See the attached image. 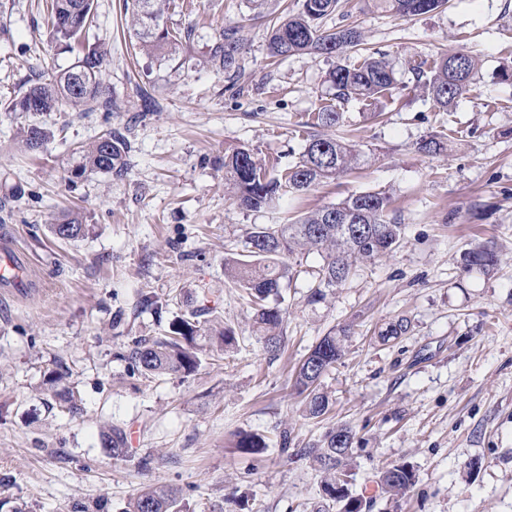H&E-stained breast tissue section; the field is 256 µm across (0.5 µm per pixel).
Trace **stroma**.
<instances>
[{
	"instance_id": "obj_1",
	"label": "stroma",
	"mask_w": 512,
	"mask_h": 512,
	"mask_svg": "<svg viewBox=\"0 0 512 512\" xmlns=\"http://www.w3.org/2000/svg\"><path fill=\"white\" fill-rule=\"evenodd\" d=\"M176 2L165 19L191 28V40L161 57L139 51L123 0H95L93 25L70 48L54 35L47 0H0V237L11 236L37 273L25 295L0 292V512H124L148 485L179 487L182 512H316L318 473L275 438L287 432L301 448L342 424L357 433L351 489L375 499L372 512H512V84L500 78L512 67V0H448L413 19L340 0L326 27L356 25L397 80L382 120L355 100L341 107L372 157L254 211L224 191L225 148L298 160L300 124L332 97L329 72L356 56L271 61L270 27L300 0H266L259 12L249 0ZM236 22L246 49L231 75L206 58ZM98 45L112 49L109 109L63 106L32 119L10 111L27 81ZM459 49L480 70L473 92L443 110L416 89L411 67ZM31 121L51 133L35 153L17 140ZM449 129L446 150L416 151L421 136ZM107 132L126 143L123 171L77 175L80 146ZM365 191L390 196L403 246L360 264L313 305L311 273L322 259L290 256L297 275L282 289L285 345L267 352L225 257L243 252L253 225ZM69 215L88 233L56 239L51 225ZM479 243L494 246L496 265L464 271V252ZM202 305L234 329L233 353L214 357L202 339L191 375L133 373L124 358L133 338L164 335ZM402 316L409 330L381 341ZM344 326L345 354L322 380L331 410L306 418L295 369ZM57 372L81 401L77 415L59 407ZM111 426L126 432L125 458L101 451ZM241 430L271 437L269 448L237 452L230 441ZM395 464L410 465L416 482L392 501L378 475Z\"/></svg>"
}]
</instances>
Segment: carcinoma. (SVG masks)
Instances as JSON below:
<instances>
[{"mask_svg":"<svg viewBox=\"0 0 512 512\" xmlns=\"http://www.w3.org/2000/svg\"><path fill=\"white\" fill-rule=\"evenodd\" d=\"M378 10L401 18L419 17L439 11L447 0H365ZM339 0H302L300 8L282 17L273 26L269 40L272 56L285 59L298 53L343 56L358 51L363 43L361 31L351 25L333 30L324 20L333 15ZM166 0H126L129 26L139 47L148 54L165 55L190 39L192 30L171 28L164 21ZM93 19V0H51L49 22L54 33L65 41H78ZM245 48L242 27L227 24L220 42L211 49L205 63L227 73L236 71ZM108 50L94 48L77 59L67 70L50 77L39 76L27 90L12 100L10 111L25 113L31 100L39 101L42 111L52 112L65 104L74 111L90 112L109 107L103 68ZM478 70L477 59L467 51L443 54L430 63L421 61L412 67L417 80L433 101L446 108L472 91ZM333 103L309 115L304 126L305 149L297 161L284 166L267 165L245 148L224 153V190L239 206L258 210L289 193L309 190L336 180L342 174L369 160V155L347 137L344 115L338 106L357 100L378 106L394 89L393 68L382 58L362 57L357 63L338 65L329 73ZM317 127L334 128L335 135H318ZM46 131L37 124L23 130L26 148L37 150L47 143ZM448 133L438 131L420 138L418 152L433 155L441 152ZM126 143L107 132L82 147L77 170L110 173L124 168ZM390 197L381 191H367L347 196L342 201L306 213L287 224L256 225L245 240L246 258L224 259L225 273L241 287L254 309V324L265 348L281 350L285 338L283 326L286 310L281 307L282 288L295 273L288 256L299 250H315L323 263L312 272L308 303L317 304L328 293L343 286L359 263L372 261L402 246L404 227L389 217ZM59 240H74L84 235L85 225L77 217L51 225ZM463 268L486 271L497 263V254L488 245H478L464 253ZM213 308L201 306L170 324L169 334L153 338L136 337L128 345L124 358L133 371L145 376L163 374L190 375L200 364L195 343L204 316ZM409 321L399 318L381 331L384 341L408 331ZM349 329L327 335L303 359L296 372L297 393L302 396L303 412L320 418L330 406V396L321 387L322 377L344 355ZM356 443V433L346 425L329 429L321 445L296 448L291 456L308 461L321 475V492L325 508L340 505V512H371V498L355 495L350 489L349 462ZM105 454L119 459L127 454L125 431L111 426L102 434ZM268 444L265 437L246 431L236 434L235 448L246 455H259ZM379 483L391 498L405 496L415 484V475L405 464L384 467ZM180 490L174 487L147 486L128 502L126 512H180Z\"/></svg>","mask_w":512,"mask_h":512,"instance_id":"carcinoma-1","label":"carcinoma"}]
</instances>
